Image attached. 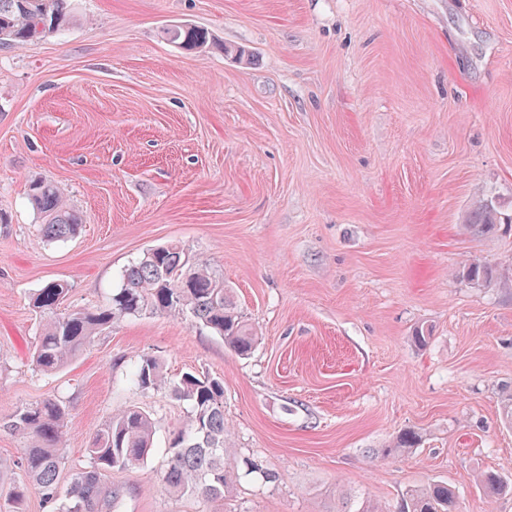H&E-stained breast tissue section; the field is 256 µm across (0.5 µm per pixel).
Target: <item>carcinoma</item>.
Returning <instances> with one entry per match:
<instances>
[{
  "label": "carcinoma",
  "mask_w": 512,
  "mask_h": 512,
  "mask_svg": "<svg viewBox=\"0 0 512 512\" xmlns=\"http://www.w3.org/2000/svg\"><path fill=\"white\" fill-rule=\"evenodd\" d=\"M72 0H0V46L19 47L68 27L73 18ZM167 39L179 48L191 51L207 46L208 30L189 24L164 29ZM31 200L43 217L40 232L48 240L65 241L81 229L80 214L69 207L62 191L41 180L29 187ZM504 218L487 201L468 220L469 231L476 236L493 233ZM184 265L189 277L181 282L173 270ZM474 284L498 280L496 271L480 262L470 263L464 271ZM69 288L51 281L32 298V306L44 317L33 354V364L43 374L61 370L78 356L94 336L112 328L116 319L144 312H165L189 316L221 336L237 355L248 356L258 337L238 310L224 279L205 263H197L177 244L147 250L124 269L121 285L93 308H62ZM131 382L143 392L170 389L190 411L166 449L167 463L161 472L164 488L178 498L197 496L209 501L232 497L240 472L258 473L267 483L276 475L259 468L248 458H238L231 448L230 428L224 416V380L200 372H185L169 381L164 363L156 357H144L131 371ZM11 429L26 439L27 448L20 468L36 486L43 500L56 512H112L117 493L112 490V471L125 470L148 460L153 446L154 422L138 406H128L112 414L100 428L88 448L89 465L76 470L67 487L60 485L65 466L63 448L68 439V409L57 398H45L11 420ZM421 435L413 430L401 433L385 455H402L418 447ZM481 489L487 500L512 493V484L496 473L483 475ZM27 485L16 484L0 497L8 509L25 497ZM338 498L349 502L348 512H384L368 498L336 489ZM455 490L443 481H431L406 491L398 512H457Z\"/></svg>",
  "instance_id": "carcinoma-1"
}]
</instances>
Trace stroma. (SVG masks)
Masks as SVG:
<instances>
[{
	"label": "stroma",
	"instance_id": "obj_1",
	"mask_svg": "<svg viewBox=\"0 0 512 512\" xmlns=\"http://www.w3.org/2000/svg\"><path fill=\"white\" fill-rule=\"evenodd\" d=\"M75 7L78 23L0 47V459L26 446L17 411L58 398L68 484L135 405L157 451L113 472L117 512H341L340 486L396 512L429 480L455 488L460 512H512L478 482L512 480V288L462 276L478 259L512 280V230L465 227L488 199L512 215V0ZM180 23L224 50L179 49L163 30ZM35 179L63 189L77 237L41 238ZM169 243L223 274L258 332L249 357L192 318L146 313L61 372L35 369L34 293L63 281L65 308L95 307ZM143 356L223 378L234 448L278 481L243 477L223 503L171 496L159 475L188 406L130 383ZM409 428L420 447L382 455Z\"/></svg>",
	"mask_w": 512,
	"mask_h": 512
}]
</instances>
